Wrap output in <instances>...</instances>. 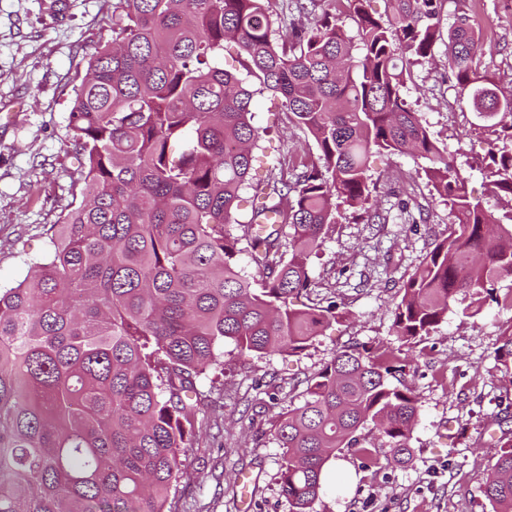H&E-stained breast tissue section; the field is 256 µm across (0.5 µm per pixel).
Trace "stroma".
Segmentation results:
<instances>
[{
  "label": "stroma",
  "mask_w": 512,
  "mask_h": 512,
  "mask_svg": "<svg viewBox=\"0 0 512 512\" xmlns=\"http://www.w3.org/2000/svg\"><path fill=\"white\" fill-rule=\"evenodd\" d=\"M114 0H0V288L30 273L47 257L49 225L60 223L83 177L72 158L68 117L87 61L112 39ZM468 14L481 21L484 50L478 77L512 91V0H448L443 23ZM411 107L466 179L467 191L500 220L512 206L494 195L485 176L486 143L500 127L486 126L448 73V50L437 42L428 63L415 66L404 91ZM266 94L254 98L252 123L272 128L262 141L256 174L280 160L315 156L307 134ZM424 159L407 154L370 160L377 184L375 204L385 221L368 224L344 213L311 261L316 283L296 306L337 304L345 319L317 336L295 356L257 357L224 343V370L202 377L197 387L217 398L198 413L191 444L175 482L171 512H239V474L253 480L250 512H289L278 485L281 450L272 425L281 412L303 401L307 381L334 355L356 346L396 348L392 313L400 288L435 239L447 236L453 216L423 172ZM424 212L426 223H405L398 208ZM497 301L464 316L461 297L429 339L402 354L403 381L418 397L412 428L413 456L402 465L385 462L386 439L374 426L359 433L380 457L363 463L343 449L346 471L331 470L313 512H492L483 482L505 442L512 441V377L496 359L503 336L512 333V277L495 285Z\"/></svg>",
  "instance_id": "stroma-1"
}]
</instances>
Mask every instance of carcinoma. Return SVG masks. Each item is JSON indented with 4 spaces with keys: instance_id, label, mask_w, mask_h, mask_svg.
Wrapping results in <instances>:
<instances>
[{
    "instance_id": "1",
    "label": "carcinoma",
    "mask_w": 512,
    "mask_h": 512,
    "mask_svg": "<svg viewBox=\"0 0 512 512\" xmlns=\"http://www.w3.org/2000/svg\"><path fill=\"white\" fill-rule=\"evenodd\" d=\"M321 0L277 34L269 0H116L112 42L88 60L69 113L80 200L53 224L52 252L0 289V512H167L172 482L205 406L197 380L230 339L259 356L297 355L342 317L292 307L314 285L310 258L340 208L368 207L374 154L409 153L454 223L402 285L392 328L412 348L457 296L477 314L512 276V229L471 199L453 160L408 106L412 67L432 57L447 0H348L359 42ZM448 68L483 120H512V99L477 80L478 23L448 25ZM237 47L224 62V45ZM281 100L317 156L253 180L256 96ZM486 177L512 202V135L492 140ZM245 210L248 220L237 215ZM248 251L252 269L238 263ZM512 375V333L496 349ZM394 349L343 350L281 413L273 437L289 512H311L344 448L379 461L357 432L372 422L406 463L418 397L391 382ZM512 512V445L483 483Z\"/></svg>"
}]
</instances>
